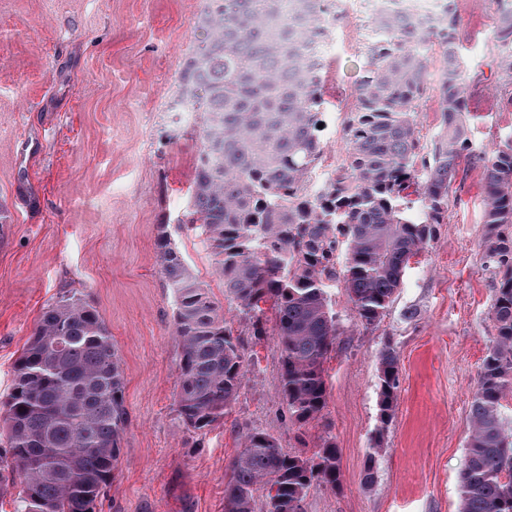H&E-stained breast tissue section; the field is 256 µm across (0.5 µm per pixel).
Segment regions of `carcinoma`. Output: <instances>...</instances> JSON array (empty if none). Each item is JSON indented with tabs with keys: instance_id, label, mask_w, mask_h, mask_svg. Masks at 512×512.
<instances>
[{
	"instance_id": "carcinoma-1",
	"label": "carcinoma",
	"mask_w": 512,
	"mask_h": 512,
	"mask_svg": "<svg viewBox=\"0 0 512 512\" xmlns=\"http://www.w3.org/2000/svg\"><path fill=\"white\" fill-rule=\"evenodd\" d=\"M322 2L205 0L198 18L204 38L178 85L203 116L188 223L202 228L224 296L253 335H265L272 322L281 393L299 425L327 405L325 363L338 336L327 288L342 282L361 323L377 325L410 260L448 219L462 159L482 164L484 223L512 224V134L489 153L470 152L454 0L438 30L398 0H384L371 24L385 44L362 54L341 163L319 190L309 189L323 155L324 80L312 74L302 45L318 29L333 30L341 11L329 13ZM492 3L499 68L512 82V4ZM435 46L446 65L435 86L438 131L426 147L419 112ZM156 247L175 302L177 411L187 427L203 431L229 413L250 363L223 305L191 272L164 224ZM484 267L497 281L496 336L470 404L460 512H512V424L501 412L512 394L511 235L485 242ZM124 389L120 357L96 307L70 294L44 309L4 403L10 461L23 484L16 512H94L128 422ZM399 395V357L387 345L380 352L382 426ZM317 485H340L336 442L323 439L308 459L283 452L267 432L250 431L224 482V512H254L260 487L269 488L267 512H304L307 491Z\"/></svg>"
}]
</instances>
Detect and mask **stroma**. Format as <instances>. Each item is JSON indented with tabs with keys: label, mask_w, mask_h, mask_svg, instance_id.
I'll list each match as a JSON object with an SVG mask.
<instances>
[{
	"label": "stroma",
	"mask_w": 512,
	"mask_h": 512,
	"mask_svg": "<svg viewBox=\"0 0 512 512\" xmlns=\"http://www.w3.org/2000/svg\"><path fill=\"white\" fill-rule=\"evenodd\" d=\"M204 0H0V404L48 304L76 293L105 320L121 359L128 422L114 477L95 512H224L229 465L252 429L284 452L314 457L322 437L340 452L339 489L311 487L305 512H459L469 406L496 335V281L484 268L483 173L462 162L448 221L411 260L376 326L360 323L346 288L328 297L339 326L326 362L328 402L300 426L288 419L276 337L256 340L225 308L252 359L223 421L188 428L176 410L175 305L157 257L158 225L216 301L210 246L188 224L202 117L170 113L182 66L203 39ZM471 75L475 151L512 133V84L499 73L491 0L457 11ZM366 28L336 27L324 87L323 159L331 175L362 62L350 44ZM31 101L21 109L19 99ZM399 356L392 421L379 420V354Z\"/></svg>",
	"instance_id": "35a3bbf8"
}]
</instances>
